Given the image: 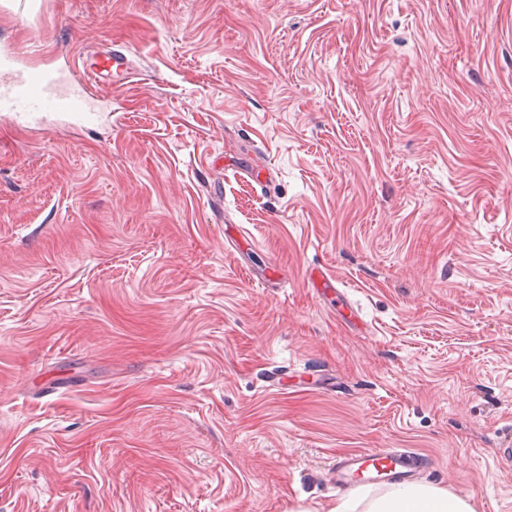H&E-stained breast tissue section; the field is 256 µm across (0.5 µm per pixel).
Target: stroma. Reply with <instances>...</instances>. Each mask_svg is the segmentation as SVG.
<instances>
[{
    "mask_svg": "<svg viewBox=\"0 0 512 512\" xmlns=\"http://www.w3.org/2000/svg\"><path fill=\"white\" fill-rule=\"evenodd\" d=\"M2 50L135 77L0 116V512H329L370 449L512 512V0H0Z\"/></svg>",
    "mask_w": 512,
    "mask_h": 512,
    "instance_id": "stroma-1",
    "label": "stroma"
}]
</instances>
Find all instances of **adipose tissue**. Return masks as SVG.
I'll list each match as a JSON object with an SVG mask.
<instances>
[{
    "label": "adipose tissue",
    "mask_w": 512,
    "mask_h": 512,
    "mask_svg": "<svg viewBox=\"0 0 512 512\" xmlns=\"http://www.w3.org/2000/svg\"><path fill=\"white\" fill-rule=\"evenodd\" d=\"M366 512H473L466 498L422 484H400L372 499Z\"/></svg>",
    "instance_id": "adipose-tissue-1"
}]
</instances>
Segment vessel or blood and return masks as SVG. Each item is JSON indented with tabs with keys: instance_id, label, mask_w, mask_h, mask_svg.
Masks as SVG:
<instances>
[{
	"instance_id": "vessel-or-blood-1",
	"label": "vessel or blood",
	"mask_w": 512,
	"mask_h": 512,
	"mask_svg": "<svg viewBox=\"0 0 512 512\" xmlns=\"http://www.w3.org/2000/svg\"><path fill=\"white\" fill-rule=\"evenodd\" d=\"M0 112L20 126L43 112L65 115L75 126L94 121L98 107L81 80L51 69L19 68L16 57L0 54ZM418 468L413 453L357 451L336 461V484L348 490L358 484H385L412 478Z\"/></svg>"
}]
</instances>
